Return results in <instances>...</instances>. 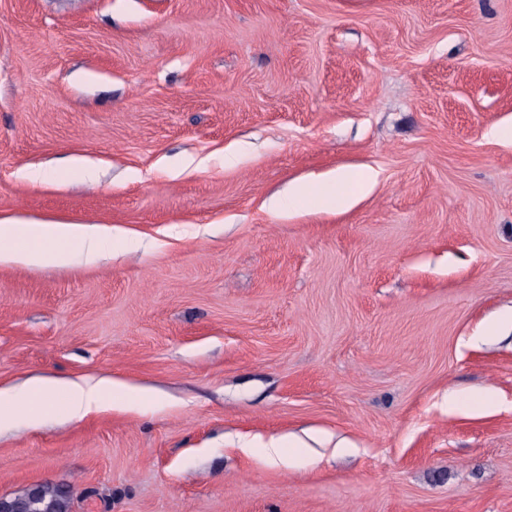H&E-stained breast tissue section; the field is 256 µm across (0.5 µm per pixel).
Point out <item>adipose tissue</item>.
I'll list each match as a JSON object with an SVG mask.
<instances>
[{
  "instance_id": "obj_1",
  "label": "adipose tissue",
  "mask_w": 512,
  "mask_h": 512,
  "mask_svg": "<svg viewBox=\"0 0 512 512\" xmlns=\"http://www.w3.org/2000/svg\"><path fill=\"white\" fill-rule=\"evenodd\" d=\"M373 181L374 176L370 173L357 176L345 169L334 170L325 176L323 196L329 204L347 208ZM106 240V235L91 230L86 224L0 218V262L65 265L80 255L95 257L104 249ZM114 385V380L109 378L94 382H60L43 378L34 380L27 393L44 402L56 392H63L67 399V415L80 420L102 407Z\"/></svg>"
}]
</instances>
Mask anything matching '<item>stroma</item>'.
Wrapping results in <instances>:
<instances>
[{"label":"stroma","instance_id":"stroma-1","mask_svg":"<svg viewBox=\"0 0 512 512\" xmlns=\"http://www.w3.org/2000/svg\"><path fill=\"white\" fill-rule=\"evenodd\" d=\"M5 216L112 241L0 263V387L120 385L19 401L0 496L512 512V0H0ZM374 182V175L364 173L357 178L345 169L334 170L325 175L323 196L329 204L348 208L356 201L360 192ZM119 385L112 378H101L97 381L59 382L54 379H36L28 387V397H36L43 404L57 391H62L67 399L66 414L73 420H81L94 410L102 407L107 394L114 386Z\"/></svg>","mask_w":512,"mask_h":512}]
</instances>
